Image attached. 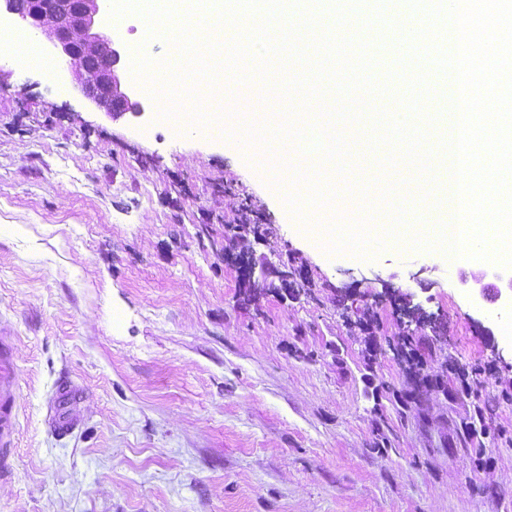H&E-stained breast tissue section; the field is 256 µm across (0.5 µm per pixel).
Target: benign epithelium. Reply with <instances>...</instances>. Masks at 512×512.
Listing matches in <instances>:
<instances>
[{
    "mask_svg": "<svg viewBox=\"0 0 512 512\" xmlns=\"http://www.w3.org/2000/svg\"><path fill=\"white\" fill-rule=\"evenodd\" d=\"M5 10L29 23L43 34L65 58L68 73L83 95L114 119L127 113L141 115L144 109L122 86L121 76L131 73L121 46L103 32L110 0H0ZM228 260L237 264L239 288L247 294L269 289L282 297H292L306 286L294 271L278 272L279 283L255 278L253 255L232 254ZM399 307L408 323L437 328V318L412 301L408 293L397 292Z\"/></svg>",
    "mask_w": 512,
    "mask_h": 512,
    "instance_id": "benign-epithelium-1",
    "label": "benign epithelium"
}]
</instances>
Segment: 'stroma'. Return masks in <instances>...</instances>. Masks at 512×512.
Wrapping results in <instances>:
<instances>
[{
    "label": "stroma",
    "instance_id": "stroma-1",
    "mask_svg": "<svg viewBox=\"0 0 512 512\" xmlns=\"http://www.w3.org/2000/svg\"><path fill=\"white\" fill-rule=\"evenodd\" d=\"M394 10L400 30L372 36L383 70L420 23L405 0ZM40 50L43 68L0 53V317L21 405L0 512H512V302L468 286L494 263L326 253L283 202L300 149L246 157L161 119L138 84L143 116L111 119ZM262 87L218 83L213 109L282 112ZM415 175L399 164L401 195L455 222L448 186L424 203ZM242 222L269 229L254 258L312 288L243 300L224 259ZM391 287L445 336L403 323ZM458 365L493 371L465 392ZM63 380L79 422L62 437L48 411Z\"/></svg>",
    "mask_w": 512,
    "mask_h": 512
}]
</instances>
